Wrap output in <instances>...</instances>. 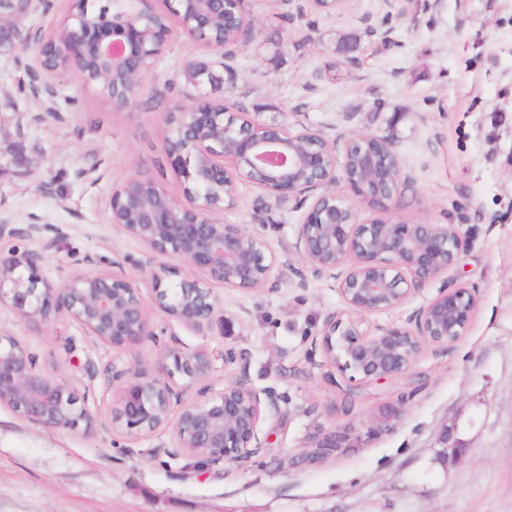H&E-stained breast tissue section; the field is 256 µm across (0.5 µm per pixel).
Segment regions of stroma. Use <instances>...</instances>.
<instances>
[{"instance_id": "35a3bbf8", "label": "stroma", "mask_w": 512, "mask_h": 512, "mask_svg": "<svg viewBox=\"0 0 512 512\" xmlns=\"http://www.w3.org/2000/svg\"><path fill=\"white\" fill-rule=\"evenodd\" d=\"M245 0L254 20L224 59L173 35L118 109L78 73L56 80V115H38L27 84L33 57L0 55V214L57 229L41 273L61 283L71 259L140 276L149 251L110 224L113 187L148 176L180 196L164 146L165 114L186 97L336 143L361 133L393 141L406 178L385 217L460 227L469 245L447 275L370 331L403 325L439 291L477 298L455 343L425 345L413 368L383 383L349 385L315 344L327 319L347 315L337 275L304 255L298 226L314 200L280 204L253 185L215 220L244 225L278 257L276 277L244 292L215 282L212 325L192 330L153 311L156 339L115 349L61 316L34 323L0 307L46 373L68 382L100 424L61 431L0 406V512H512V0ZM211 62L215 84L195 87L186 66ZM180 342L213 357L189 397L236 378L274 400L261 450L240 466L167 456L169 431L112 427L113 367H156ZM233 361H225V353ZM393 414L391 427L376 417ZM347 432L343 447L304 460L311 436Z\"/></svg>"}]
</instances>
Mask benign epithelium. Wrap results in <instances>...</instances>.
<instances>
[{
	"mask_svg": "<svg viewBox=\"0 0 512 512\" xmlns=\"http://www.w3.org/2000/svg\"><path fill=\"white\" fill-rule=\"evenodd\" d=\"M158 12L152 0H109L95 21L69 8L50 37L7 26L3 18L47 8L49 0H0V44L33 53L29 90L39 104L57 94L55 79L66 60H96L110 76L123 75L131 102L140 75L164 55L175 32L196 44L223 52L203 39L213 15L244 29L253 21L235 11L237 0H165ZM165 148L182 192L176 198L164 186L141 175L112 190L109 221L153 254L178 260L183 267L152 263L141 267L150 282L148 306L140 280L123 272L75 259L59 285L40 271L41 253L12 249L0 252V306L27 319L48 321L65 315L99 341L115 348L157 336L150 308L184 326L202 331L217 299L207 282L245 291L266 286L278 259L269 244L241 224L211 218L234 205L238 184L250 183L278 203L315 189V198L299 225L298 238L308 261L322 272L344 269L339 290L351 316L330 318L321 345L331 367L351 382L397 378L410 371L426 343L446 347L467 330L477 301L468 289L444 290L409 323L370 334L363 317L400 306L417 287L454 267L466 246L458 226L408 221L359 219L356 205L389 210L399 206L403 176L396 146L370 145L380 137L357 134L342 150L314 131L293 133L242 118L206 100L179 102L165 115ZM341 168L347 193L330 189ZM45 224L16 227L0 216V239L41 240ZM212 358L204 349L175 344L166 348L156 373L144 366L112 367L122 381L112 424L151 435L172 431L175 454L211 465L239 466L261 442L259 424L265 405L247 383L236 380L200 400H183L184 391L209 376ZM40 426L89 431L94 417L63 380L37 367L35 356L14 336L0 334V406ZM347 434L333 432L313 441L311 459L340 450Z\"/></svg>",
	"mask_w": 512,
	"mask_h": 512,
	"instance_id": "obj_1",
	"label": "benign epithelium"
}]
</instances>
